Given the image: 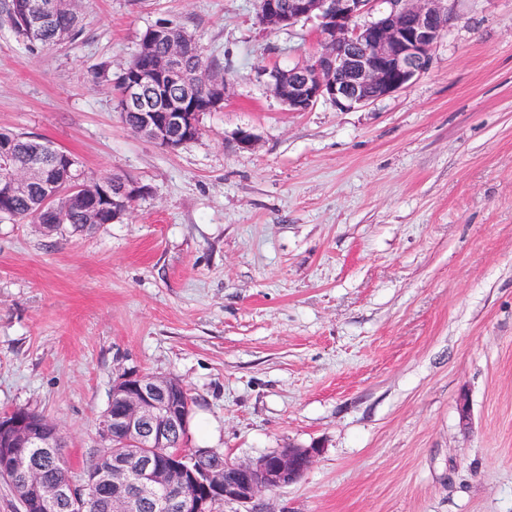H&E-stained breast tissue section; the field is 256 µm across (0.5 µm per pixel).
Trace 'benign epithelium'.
<instances>
[{"label":"benign epithelium","mask_w":512,"mask_h":512,"mask_svg":"<svg viewBox=\"0 0 512 512\" xmlns=\"http://www.w3.org/2000/svg\"><path fill=\"white\" fill-rule=\"evenodd\" d=\"M386 8L373 15L378 3ZM451 0H262L261 25L267 29L291 27L301 21L316 22L315 33L321 50L290 69L273 67L259 72L264 85L292 112H305L321 101L340 109L366 106L406 88L425 73L431 62L433 45L453 20ZM20 11L28 31L38 32L43 23L57 20L54 6L41 10L24 3ZM184 49L174 44L152 63L131 66L123 75V93L117 109L132 112L138 122V134L161 147L174 150L195 141L202 129L205 112L224 104L228 91L225 81L210 80L199 73L184 79L183 94L171 101L160 97L145 105L141 91L166 80L183 79ZM210 101L201 105L200 99ZM11 144L0 141V196L24 191L27 174L55 170L67 164L69 153L55 149L20 172L12 164ZM81 184L93 199L88 222L96 221L100 202L112 187V222L120 221L131 204L145 193L134 179H102ZM118 406L112 421L102 424L105 437L117 430L134 448H116L106 452L103 465L88 473L79 483H47L29 464L27 453L3 448L8 472L23 475L13 486L22 505L30 498L48 506L59 499L69 501L74 512H86L100 486L109 489L108 512H137L145 500L158 490H175L166 505L171 512H213L218 501L242 505L255 502L266 490L288 486L311 467L317 448H281L246 464L225 463L220 469L190 473L191 487H186L180 472L193 464L180 449L172 451L182 465L162 466L157 449L168 447L172 430L184 427L189 408L174 405L171 384L165 377L125 372L112 388ZM0 433L17 437L25 448H40L50 453L56 447V430L47 433L35 426L18 410L0 416ZM134 457L137 472H132L128 458Z\"/></svg>","instance_id":"obj_1"}]
</instances>
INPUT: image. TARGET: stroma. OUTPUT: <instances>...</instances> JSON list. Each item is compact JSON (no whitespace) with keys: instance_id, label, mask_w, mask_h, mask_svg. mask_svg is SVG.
Returning <instances> with one entry per match:
<instances>
[{"instance_id":"stroma-1","label":"stroma","mask_w":512,"mask_h":512,"mask_svg":"<svg viewBox=\"0 0 512 512\" xmlns=\"http://www.w3.org/2000/svg\"><path fill=\"white\" fill-rule=\"evenodd\" d=\"M81 8L78 40L35 51L0 24V130L150 191L81 235L0 223V413L57 423L77 473L115 379L171 377L183 447L317 449L257 512H512V0H455L406 89L305 112L258 72L319 51L313 24L263 28L256 0ZM160 18L229 80L175 150L114 105Z\"/></svg>"}]
</instances>
